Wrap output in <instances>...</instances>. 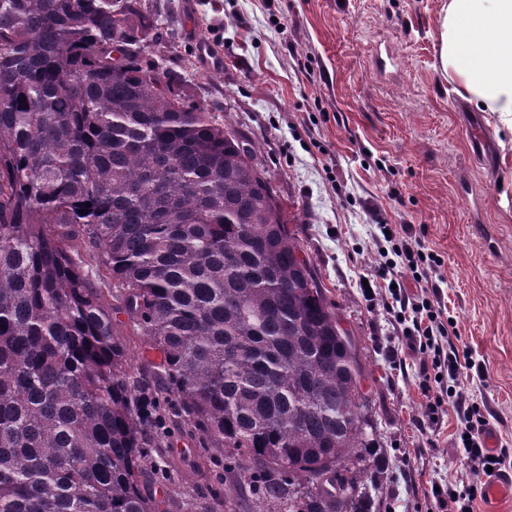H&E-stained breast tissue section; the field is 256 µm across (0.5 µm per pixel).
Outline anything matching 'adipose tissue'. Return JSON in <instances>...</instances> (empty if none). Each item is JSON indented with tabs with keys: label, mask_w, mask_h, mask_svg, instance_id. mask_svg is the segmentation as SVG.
Instances as JSON below:
<instances>
[{
	"label": "adipose tissue",
	"mask_w": 512,
	"mask_h": 512,
	"mask_svg": "<svg viewBox=\"0 0 512 512\" xmlns=\"http://www.w3.org/2000/svg\"><path fill=\"white\" fill-rule=\"evenodd\" d=\"M438 45L458 96L512 129V0H448Z\"/></svg>",
	"instance_id": "obj_1"
}]
</instances>
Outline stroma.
<instances>
[{
    "label": "stroma",
    "mask_w": 512,
    "mask_h": 512,
    "mask_svg": "<svg viewBox=\"0 0 512 512\" xmlns=\"http://www.w3.org/2000/svg\"><path fill=\"white\" fill-rule=\"evenodd\" d=\"M168 31L153 58L189 103L256 145L343 328L354 337L385 473L379 512H439L432 484H458L457 417L423 431L419 355L390 367L404 340L381 299L359 286L378 263V225L411 224L442 256L456 342L476 369L460 376L497 447L512 449V130L462 101L438 61L448 0H142ZM220 55L207 67L203 47ZM493 160L471 151L476 137ZM157 499L172 512H224L197 436L174 430Z\"/></svg>",
    "instance_id": "35a3bbf8"
}]
</instances>
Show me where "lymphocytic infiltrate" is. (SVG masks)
Segmentation results:
<instances>
[{
  "label": "lymphocytic infiltrate",
  "instance_id": "lymphocytic-infiltrate-1",
  "mask_svg": "<svg viewBox=\"0 0 512 512\" xmlns=\"http://www.w3.org/2000/svg\"><path fill=\"white\" fill-rule=\"evenodd\" d=\"M385 240L387 246L379 252L376 276L368 285L383 289L388 297L386 307L401 326L407 349L424 356L419 388L428 398L430 425H437L444 405L455 409L460 423L457 445L462 449L465 471L472 477L463 489L443 488L434 497L442 512H470L471 502L483 489L480 474L490 468L500 469L506 455L488 454L487 422L458 382L462 371L472 369L473 362L469 350L459 349L449 337L450 320L441 302V256L426 248L410 224L391 228ZM404 272L414 275L420 294L409 295L398 285L397 276Z\"/></svg>",
  "mask_w": 512,
  "mask_h": 512
}]
</instances>
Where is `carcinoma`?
<instances>
[{
    "label": "carcinoma",
    "mask_w": 512,
    "mask_h": 512,
    "mask_svg": "<svg viewBox=\"0 0 512 512\" xmlns=\"http://www.w3.org/2000/svg\"><path fill=\"white\" fill-rule=\"evenodd\" d=\"M113 2L0 0V512H168L144 482L182 422L252 512H376L357 345L256 147ZM117 334L127 345L128 354L131 358L132 365L139 370L146 371L150 369L152 362H159L160 358L155 353H148L140 350L142 346L140 336H132L129 334L128 317L122 311L112 314Z\"/></svg>",
    "instance_id": "cac0c4a2"
}]
</instances>
